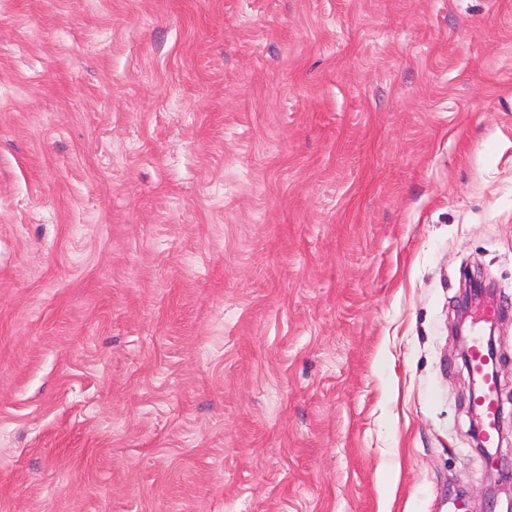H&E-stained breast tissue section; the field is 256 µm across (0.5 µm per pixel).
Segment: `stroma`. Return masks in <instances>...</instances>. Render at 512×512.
I'll return each mask as SVG.
<instances>
[{"label":"stroma","instance_id":"obj_1","mask_svg":"<svg viewBox=\"0 0 512 512\" xmlns=\"http://www.w3.org/2000/svg\"><path fill=\"white\" fill-rule=\"evenodd\" d=\"M492 473L512 0H0V512H506ZM471 367L482 379V387L474 401L473 410L482 421V435L485 448H493L499 440L498 430V380L488 365L482 336L476 334L470 344Z\"/></svg>","mask_w":512,"mask_h":512}]
</instances>
